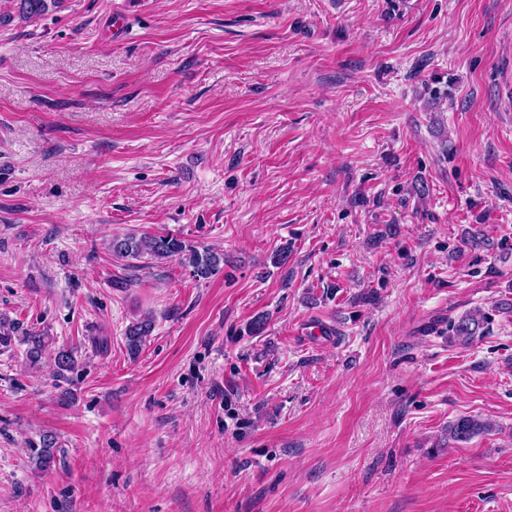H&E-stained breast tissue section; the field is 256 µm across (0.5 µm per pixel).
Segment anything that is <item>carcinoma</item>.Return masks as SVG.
Listing matches in <instances>:
<instances>
[{"mask_svg":"<svg viewBox=\"0 0 512 512\" xmlns=\"http://www.w3.org/2000/svg\"><path fill=\"white\" fill-rule=\"evenodd\" d=\"M56 0H17L19 16L24 20L37 18L45 14L49 6ZM112 253L122 258H138L148 255L156 259H177L190 271V275L197 281L207 280L217 274L220 264L224 262V254L210 249L198 250L187 244L178 236L172 234L155 235L144 233L140 237L133 235L116 237L111 242ZM486 317L480 311L471 312L457 320L448 321V330L465 343L471 342L475 337L482 335ZM154 323L149 317L133 322L126 331L127 347L131 354H137L147 337L153 331ZM28 345L26 352L31 364L36 365L41 360L45 337L38 333H31L25 337ZM53 376L58 381H68L72 375L80 371L81 362L78 359V350L75 348L61 349L54 358ZM493 430L491 422L478 416H463L448 425V439L455 442H466L475 436L487 434ZM30 448L31 459L36 467L47 471L55 463L54 448L57 447L55 437L49 434L39 436V439H30L27 442Z\"/></svg>","mask_w":512,"mask_h":512,"instance_id":"cac0c4a2","label":"carcinoma"}]
</instances>
